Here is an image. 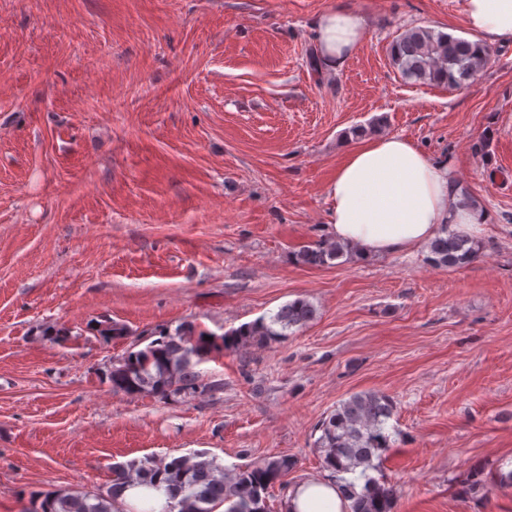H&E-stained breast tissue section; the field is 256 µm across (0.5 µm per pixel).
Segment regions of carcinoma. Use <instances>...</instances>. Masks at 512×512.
<instances>
[{
  "mask_svg": "<svg viewBox=\"0 0 512 512\" xmlns=\"http://www.w3.org/2000/svg\"><path fill=\"white\" fill-rule=\"evenodd\" d=\"M390 58L394 68L407 80L441 84L457 89L491 66L494 51L478 54L471 40L413 27L393 42ZM433 265L454 268L474 261L479 248L472 239L443 230L429 245ZM348 246L332 239L305 246L295 254L304 265L321 266L346 257ZM316 316L314 305L295 299L274 315L228 330L220 335L183 325L171 332L159 331V338L138 350H130L112 363L106 378L112 390L129 395L196 400L213 396L222 384L205 378L195 367L226 351L264 349L302 327ZM393 399L380 392L352 394L320 425L319 448L324 467L335 474L356 471L364 479L362 491L346 485L351 499L348 512H394L397 488L368 475L374 460L390 447L387 423L394 412ZM297 460L289 455L264 457L245 467L224 469L204 453L171 460L145 457L112 465V480L137 476L152 480L164 475L167 495L180 498V512H270L268 493L282 484L295 469ZM50 512H113L112 490L97 492H50L45 496Z\"/></svg>",
  "mask_w": 512,
  "mask_h": 512,
  "instance_id": "1",
  "label": "carcinoma"
}]
</instances>
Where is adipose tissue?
I'll list each match as a JSON object with an SVG mask.
<instances>
[{
	"label": "adipose tissue",
	"instance_id": "adipose-tissue-1",
	"mask_svg": "<svg viewBox=\"0 0 512 512\" xmlns=\"http://www.w3.org/2000/svg\"><path fill=\"white\" fill-rule=\"evenodd\" d=\"M463 20L479 47L512 43V0H464ZM312 48L319 68L341 71L361 45L364 17L331 7L312 23ZM327 222L333 237L354 245L356 258L393 255L435 238L446 224L480 234L486 214L459 205L447 167L431 161L398 135L364 137L348 145L331 179ZM344 481L310 478L289 487L286 512H347ZM114 512H161L164 486L131 480L114 484Z\"/></svg>",
	"mask_w": 512,
	"mask_h": 512
}]
</instances>
